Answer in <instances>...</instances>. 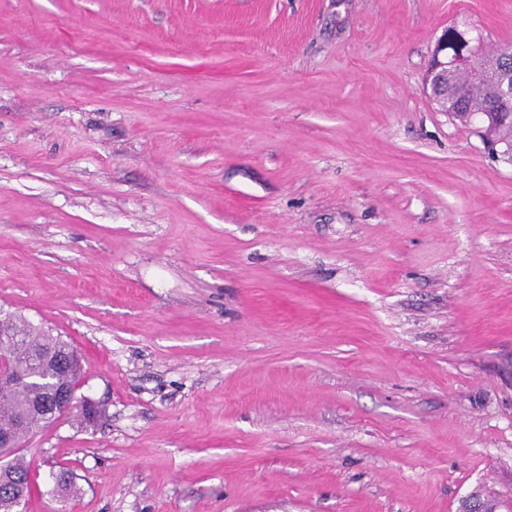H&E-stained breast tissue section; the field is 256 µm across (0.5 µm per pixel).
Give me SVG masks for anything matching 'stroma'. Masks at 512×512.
I'll return each instance as SVG.
<instances>
[{"mask_svg":"<svg viewBox=\"0 0 512 512\" xmlns=\"http://www.w3.org/2000/svg\"><path fill=\"white\" fill-rule=\"evenodd\" d=\"M452 25L512 0H0V309L103 410L24 512H512V161L425 89Z\"/></svg>","mask_w":512,"mask_h":512,"instance_id":"stroma-1","label":"stroma"}]
</instances>
